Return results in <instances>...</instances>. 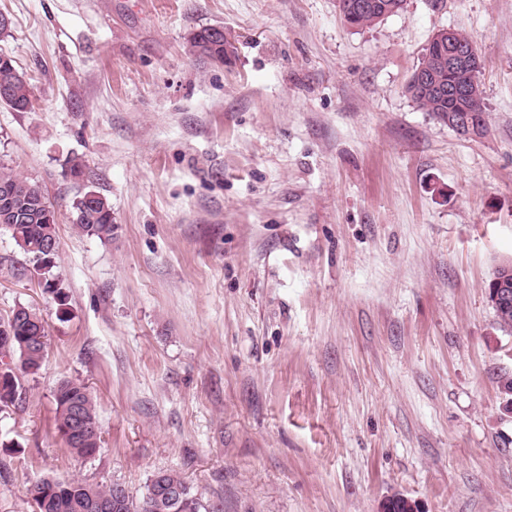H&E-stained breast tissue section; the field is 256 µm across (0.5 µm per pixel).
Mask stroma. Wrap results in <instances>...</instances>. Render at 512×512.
<instances>
[{
    "label": "stroma",
    "mask_w": 512,
    "mask_h": 512,
    "mask_svg": "<svg viewBox=\"0 0 512 512\" xmlns=\"http://www.w3.org/2000/svg\"><path fill=\"white\" fill-rule=\"evenodd\" d=\"M32 107L0 103V165L57 217L59 312L0 269V316L46 321L0 413V512L48 477L141 495L174 470L222 512H512V335L487 299L512 261V0H406L356 29L338 0H0ZM223 27L228 63L190 40ZM470 35L488 130L406 84L432 37ZM80 156L85 175L69 174ZM112 206L104 242L73 203ZM94 393L75 459L53 392ZM92 194L96 198L87 200L86 197ZM73 226L77 233L82 236L97 238L101 241H111L112 228L115 227L112 218V207L108 200L95 191L83 194L74 203Z\"/></svg>",
    "instance_id": "35a3bbf8"
}]
</instances>
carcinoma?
<instances>
[{
    "label": "carcinoma",
    "instance_id": "obj_1",
    "mask_svg": "<svg viewBox=\"0 0 512 512\" xmlns=\"http://www.w3.org/2000/svg\"><path fill=\"white\" fill-rule=\"evenodd\" d=\"M355 0H339V8L345 21L354 28H369L384 18L397 13L403 8L404 0H375L378 10L360 14L352 9ZM482 68L473 64H464L455 70L443 71V80H455L475 88L474 96L467 104L480 122L482 129H488V113L485 95L480 80ZM8 92V98L0 97V102L17 112H25L32 106L29 85L19 79V72L13 60L0 56V92ZM409 97L439 122L448 123L457 110V106L446 98H438L419 86H406ZM94 199L81 196L74 203L73 226L82 236L97 238L101 241L112 240V207L108 200L97 192H92ZM48 203L40 186L16 173L13 169L0 166V218H7L6 230L13 239H24L30 245L43 243ZM28 335L25 324H20L16 340L10 345L0 344V366L4 358L26 371V366H40L38 355L23 356L19 344ZM56 404V422L58 431L69 426L68 405L80 401L86 405L87 427L92 435H100L97 401L88 387L78 380H63L54 390ZM162 477L166 484L180 489V499L174 501L169 497L155 493L156 478ZM28 494L33 501L32 507L37 512H80L76 504L86 496L111 505L110 512H220L214 505H205L199 497L192 494L184 479L173 471H159L147 482L146 490L140 497L129 490L117 492L115 486L91 484L76 478H44L34 483Z\"/></svg>",
    "mask_w": 512,
    "mask_h": 512
}]
</instances>
